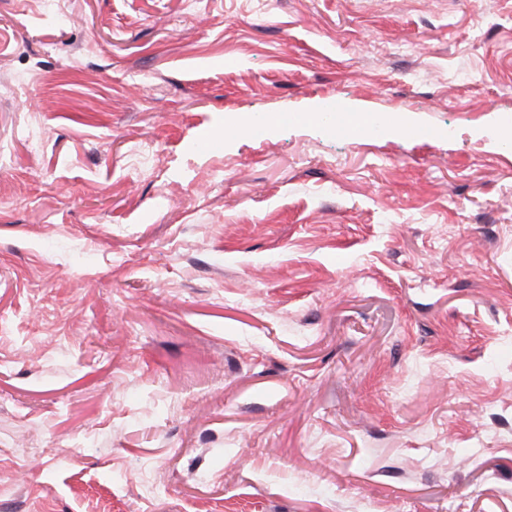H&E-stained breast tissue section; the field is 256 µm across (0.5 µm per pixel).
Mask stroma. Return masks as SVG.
Masks as SVG:
<instances>
[{"instance_id": "1", "label": "stroma", "mask_w": 512, "mask_h": 512, "mask_svg": "<svg viewBox=\"0 0 512 512\" xmlns=\"http://www.w3.org/2000/svg\"><path fill=\"white\" fill-rule=\"evenodd\" d=\"M507 114L512 0H0V512H512Z\"/></svg>"}]
</instances>
